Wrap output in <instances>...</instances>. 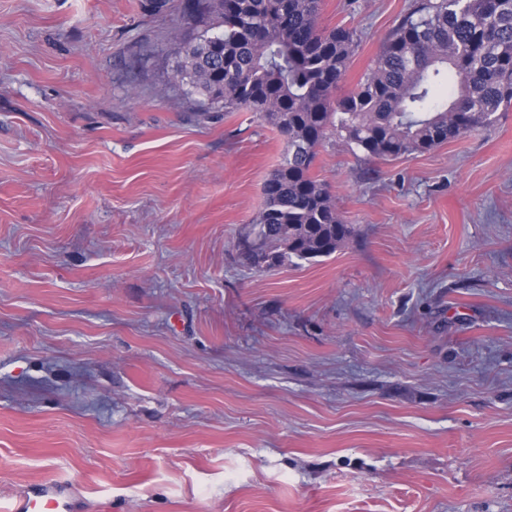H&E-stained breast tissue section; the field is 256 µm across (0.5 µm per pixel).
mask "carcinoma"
Instances as JSON below:
<instances>
[{
  "instance_id": "cac0c4a2",
  "label": "carcinoma",
  "mask_w": 512,
  "mask_h": 512,
  "mask_svg": "<svg viewBox=\"0 0 512 512\" xmlns=\"http://www.w3.org/2000/svg\"><path fill=\"white\" fill-rule=\"evenodd\" d=\"M322 5L185 0L187 16L220 32L178 43L174 78L210 106L255 113L285 140L236 242L258 269L328 257L352 235L311 174L328 134L370 158H398L491 127L512 107V0H417L375 68L341 96L355 35L321 26Z\"/></svg>"
}]
</instances>
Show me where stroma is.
Wrapping results in <instances>:
<instances>
[{
  "mask_svg": "<svg viewBox=\"0 0 512 512\" xmlns=\"http://www.w3.org/2000/svg\"><path fill=\"white\" fill-rule=\"evenodd\" d=\"M0 0V510L512 512V110L312 174L350 239L236 241L285 151L174 84L182 0ZM415 0H323L372 69ZM69 488L54 481L33 485L20 499L13 503L9 512H74Z\"/></svg>",
  "mask_w": 512,
  "mask_h": 512,
  "instance_id": "1",
  "label": "stroma"
}]
</instances>
